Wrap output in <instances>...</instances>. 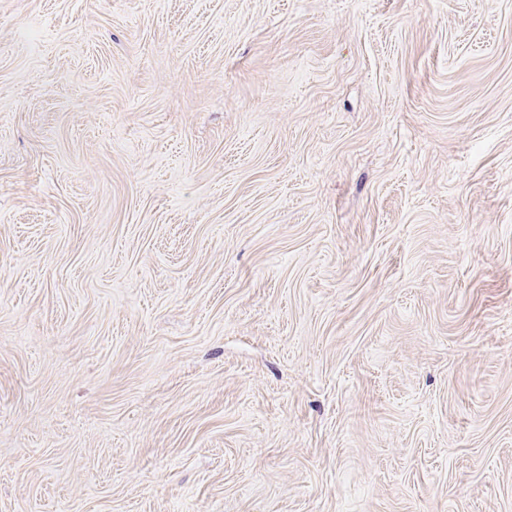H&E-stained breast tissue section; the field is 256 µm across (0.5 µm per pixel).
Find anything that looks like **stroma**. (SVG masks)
<instances>
[{"label":"stroma","mask_w":512,"mask_h":512,"mask_svg":"<svg viewBox=\"0 0 512 512\" xmlns=\"http://www.w3.org/2000/svg\"><path fill=\"white\" fill-rule=\"evenodd\" d=\"M0 512H512V0H0Z\"/></svg>","instance_id":"stroma-1"}]
</instances>
